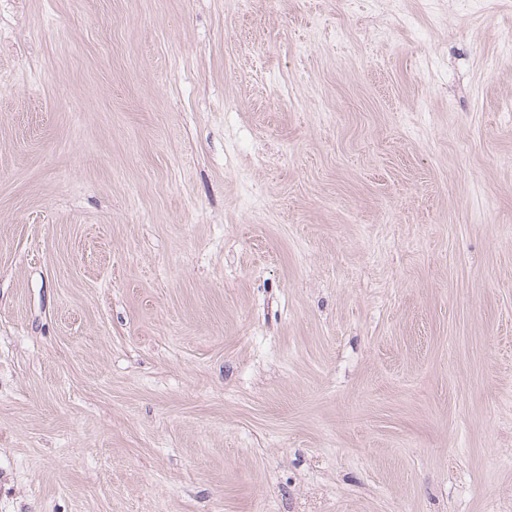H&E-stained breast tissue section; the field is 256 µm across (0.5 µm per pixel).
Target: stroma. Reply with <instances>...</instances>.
Instances as JSON below:
<instances>
[{"mask_svg": "<svg viewBox=\"0 0 512 512\" xmlns=\"http://www.w3.org/2000/svg\"><path fill=\"white\" fill-rule=\"evenodd\" d=\"M0 0V512H512V0Z\"/></svg>", "mask_w": 512, "mask_h": 512, "instance_id": "stroma-1", "label": "stroma"}]
</instances>
